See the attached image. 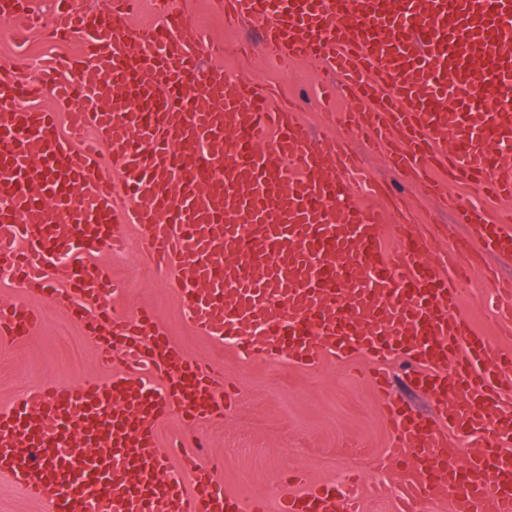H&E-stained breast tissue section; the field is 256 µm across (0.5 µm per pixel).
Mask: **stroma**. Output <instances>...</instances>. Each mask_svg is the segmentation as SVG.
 Instances as JSON below:
<instances>
[{
  "instance_id": "stroma-1",
  "label": "stroma",
  "mask_w": 512,
  "mask_h": 512,
  "mask_svg": "<svg viewBox=\"0 0 512 512\" xmlns=\"http://www.w3.org/2000/svg\"><path fill=\"white\" fill-rule=\"evenodd\" d=\"M170 2L173 9L193 20L207 40L224 47L222 56L201 58L204 71L223 73L232 84L275 90L277 99L295 102L300 107L298 119L316 141L345 144L372 178L393 191L390 199L363 196L365 207L381 210L398 205L413 214L416 224L439 226L433 247L440 251L451 240H469L476 257L470 281L462 287L460 313L479 334L512 348V338L502 336L490 310L491 290L482 282L489 268L502 280H512V254L481 250L477 232L461 223L456 207L461 200L484 205L494 213L497 203L463 185L448 187L440 196L425 194L392 164L388 152H375L362 131L329 124L322 110V87L338 82L339 77L324 64L312 58L268 64L260 52H241V44L255 40L257 34L249 24L227 21L221 0ZM81 44L78 36L51 39L28 30L19 38L0 32V64L28 78L43 54L74 55ZM123 232L128 239L126 249L100 257L117 285L114 302L130 311L150 310L184 355L221 367L225 384L234 392L223 420L205 421L195 429L204 453L222 461L218 478L225 490L264 498L273 508L284 494L303 490L307 479L340 482L352 477L367 485L379 481L377 461L390 447L391 435L367 377L375 361L361 355L348 360L328 358L318 368L307 369L284 358L244 359L233 341L211 339L190 324L170 276L153 262L143 231L128 224ZM23 296L41 310L43 326L21 343L0 340V408L29 388L77 383L100 373L92 339L71 319L61 301L27 295L11 278L0 277V301Z\"/></svg>"
}]
</instances>
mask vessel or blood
<instances>
[{"instance_id":"vessel-or-blood-1","label":"vessel or blood","mask_w":512,"mask_h":512,"mask_svg":"<svg viewBox=\"0 0 512 512\" xmlns=\"http://www.w3.org/2000/svg\"><path fill=\"white\" fill-rule=\"evenodd\" d=\"M108 26L57 0H0V21L23 15L57 36L82 33L75 56L38 59L36 78L0 68V268L28 292L46 277L92 338L110 379L51 383L0 410V474L51 512H267L263 499L225 492L196 445L159 450L158 424L191 428L222 418L224 375L179 351L148 310L109 299L97 258L125 246L122 225L144 231L158 267L174 277L191 324L221 341L236 337L249 359L398 356L413 388L436 410L414 415L384 376L372 377L393 443L380 464H414L397 512L448 502L450 512H512V351L477 335L456 310L464 246L424 258L432 238L399 215L401 259L382 247L379 193L356 155L314 140L294 103L230 91L198 59L211 45L189 35L183 15L134 27L138 0H118ZM226 12L260 23L267 59L313 57L347 83V120L390 150L395 166L435 193L439 170L477 194L512 203V167L494 156L512 142V0H224ZM50 85L66 108L30 105ZM475 98L479 107L467 106ZM96 138L76 151L87 130ZM110 152L123 172L116 192L101 169ZM227 173L202 183L200 153ZM482 247L512 252V213L488 220L461 207ZM496 320L512 318V284L486 273ZM42 314L25 300L0 304V336H32ZM466 452H459V445ZM279 512H359L356 496L323 482L285 497Z\"/></svg>"}]
</instances>
